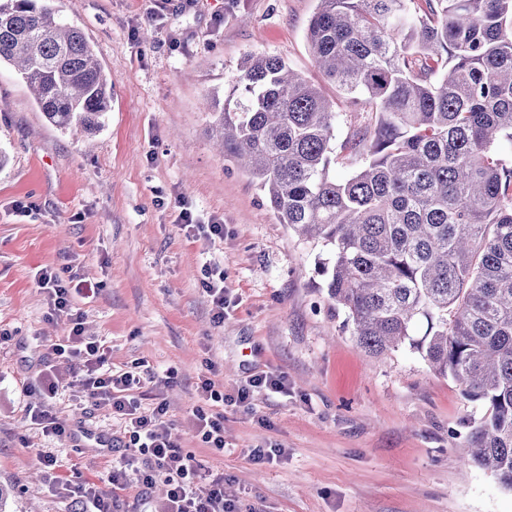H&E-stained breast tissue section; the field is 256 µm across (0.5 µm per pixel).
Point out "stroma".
<instances>
[{"label": "stroma", "mask_w": 512, "mask_h": 512, "mask_svg": "<svg viewBox=\"0 0 512 512\" xmlns=\"http://www.w3.org/2000/svg\"><path fill=\"white\" fill-rule=\"evenodd\" d=\"M79 27L112 82L103 129L49 123L26 83L0 66V481L13 512H75L60 487L96 482L123 455L110 408L92 405L62 370L53 406L61 441L27 417L23 388L67 336L43 268L95 285L77 300L83 333L111 346L113 369L140 367L143 406L169 404L172 437L206 477L223 475L242 512H512V492L464 458L486 408L410 347L382 356L356 342L327 296L328 250L278 223L263 192L213 147L207 93L223 91L247 53L278 56L329 98L306 42L317 0H51ZM224 224L208 242L182 210ZM224 271L230 305L212 321L204 264ZM224 449L205 447L187 413L203 378L232 394ZM279 448L273 462L255 449ZM60 465L44 471L43 452ZM201 398L204 402L212 401L214 403H222V407L227 402H231L238 407L247 406L250 398V393L253 388L267 389L273 392H282L286 389L285 380L283 377L273 375H261L249 380L248 385L242 386L238 389L236 395H224L215 389V383L210 379L206 378L201 383Z\"/></svg>", "instance_id": "35a3bbf8"}]
</instances>
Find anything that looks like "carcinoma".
Segmentation results:
<instances>
[{
  "instance_id": "carcinoma-1",
  "label": "carcinoma",
  "mask_w": 512,
  "mask_h": 512,
  "mask_svg": "<svg viewBox=\"0 0 512 512\" xmlns=\"http://www.w3.org/2000/svg\"><path fill=\"white\" fill-rule=\"evenodd\" d=\"M306 38L347 106L375 113L341 145L356 172L330 176L336 102L275 55L205 99L211 131L279 223L331 247L357 344L407 343L487 407L468 451L512 491V0H318ZM2 62L53 125L103 126L111 82L49 4L0 0Z\"/></svg>"
}]
</instances>
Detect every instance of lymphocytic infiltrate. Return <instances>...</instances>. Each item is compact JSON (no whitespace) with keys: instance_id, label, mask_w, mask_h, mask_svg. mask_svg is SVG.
Segmentation results:
<instances>
[{"instance_id":"lymphocytic-infiltrate-1","label":"lymphocytic infiltrate","mask_w":512,"mask_h":512,"mask_svg":"<svg viewBox=\"0 0 512 512\" xmlns=\"http://www.w3.org/2000/svg\"><path fill=\"white\" fill-rule=\"evenodd\" d=\"M38 284L48 291L54 314L68 316L72 328L68 336L50 346L53 368L41 372L26 384L24 394L28 399V414L42 423L46 432L65 438L66 427L52 414L49 401L59 390L55 368L77 359L85 368L79 384L86 398L97 406H111L124 421L127 454L113 466L107 487L89 482L66 487L68 497L80 503L79 512H121L118 492L125 489L132 478L147 489L159 481L166 485L167 500L163 512H241L236 500L225 491L223 478L201 483L194 458L182 454L172 441L166 401L156 402L151 410H142L132 394L141 383L139 374L109 368L108 346L83 336L81 315L73 310V298L84 291V284L77 282L75 276L64 277L51 268L41 270ZM255 388L281 392L286 385L282 377L261 375L250 379L236 395L227 396L216 389L211 379L202 381V403L192 408L191 418L204 443L218 450L224 447V416L206 412L204 403L228 401L244 407Z\"/></svg>"}]
</instances>
